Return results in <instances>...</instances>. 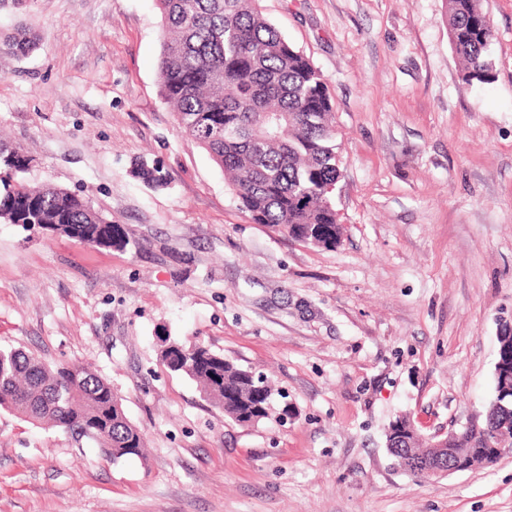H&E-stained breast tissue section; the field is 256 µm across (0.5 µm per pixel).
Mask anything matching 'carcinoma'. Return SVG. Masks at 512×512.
Instances as JSON below:
<instances>
[{"label":"carcinoma","mask_w":512,"mask_h":512,"mask_svg":"<svg viewBox=\"0 0 512 512\" xmlns=\"http://www.w3.org/2000/svg\"><path fill=\"white\" fill-rule=\"evenodd\" d=\"M254 0H156L163 33L160 93L185 134L224 171L242 209L294 241L332 250L342 239L333 193L341 176L334 108L327 82L310 60L252 7ZM448 39L467 83L495 79L494 38L483 0H446ZM30 30L0 36V52L26 57ZM31 159L0 144V221L49 224L54 234L93 247L124 248L126 230L88 197L31 186ZM136 175L156 188L160 170ZM160 360L188 376L205 398L242 425L269 417L274 385L199 344L164 337ZM494 394L469 425L433 448L410 417L396 419L402 440L389 443L393 465L424 478L437 460L457 471L491 467L512 447V330L498 336ZM0 409L33 425L89 441L112 460L142 457L144 431L126 415L110 383L74 362L49 364L31 352L0 347Z\"/></svg>","instance_id":"obj_1"}]
</instances>
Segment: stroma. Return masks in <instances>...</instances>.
I'll list each match as a JSON object with an SVG mask.
<instances>
[{
	"label": "stroma",
	"instance_id": "stroma-1",
	"mask_svg": "<svg viewBox=\"0 0 512 512\" xmlns=\"http://www.w3.org/2000/svg\"><path fill=\"white\" fill-rule=\"evenodd\" d=\"M326 79L342 176L336 249L253 223L159 92L155 0L0 10V135L30 182L133 234L98 249L0 223V346L91 365L147 436L117 461L0 409V512H512V455L419 479L389 424L461 429L512 325V0H483L496 76L469 84L445 0H255ZM158 166L168 185L135 178ZM203 343L284 391L241 425L160 362ZM35 48V38L30 30L21 28L7 37L0 36V52H7L17 57H26Z\"/></svg>",
	"mask_w": 512,
	"mask_h": 512
}]
</instances>
